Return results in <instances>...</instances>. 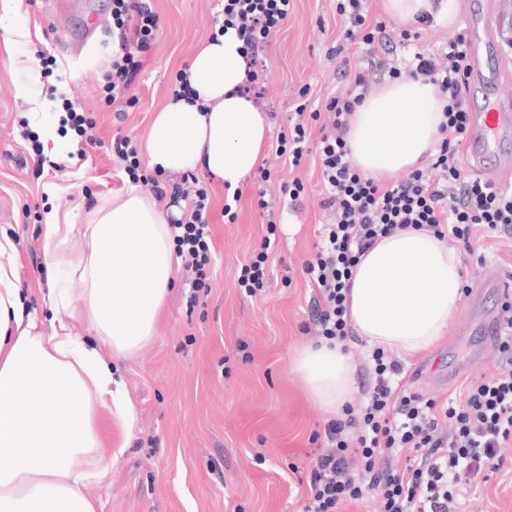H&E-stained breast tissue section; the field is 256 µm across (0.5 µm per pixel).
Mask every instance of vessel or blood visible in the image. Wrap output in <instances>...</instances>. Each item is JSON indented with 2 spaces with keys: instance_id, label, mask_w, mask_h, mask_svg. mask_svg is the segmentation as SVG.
Here are the masks:
<instances>
[{
  "instance_id": "1",
  "label": "vessel or blood",
  "mask_w": 512,
  "mask_h": 512,
  "mask_svg": "<svg viewBox=\"0 0 512 512\" xmlns=\"http://www.w3.org/2000/svg\"><path fill=\"white\" fill-rule=\"evenodd\" d=\"M469 35V85L466 93L468 109L473 117V134L469 142L474 161L488 162L499 140L512 132V102L496 96L502 76L503 62L494 39L496 18L483 0H473L466 15ZM98 26L95 12L82 13L73 21L70 37L87 41ZM476 333L482 348L496 345L499 326L495 314H484L477 322Z\"/></svg>"
}]
</instances>
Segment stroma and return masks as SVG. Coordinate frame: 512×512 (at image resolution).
Here are the masks:
<instances>
[{
    "mask_svg": "<svg viewBox=\"0 0 512 512\" xmlns=\"http://www.w3.org/2000/svg\"><path fill=\"white\" fill-rule=\"evenodd\" d=\"M56 2L0 0V18L18 31L11 40L0 37V227L19 242L20 278L30 284L29 301L45 321L51 318L42 292L45 211L58 209L70 223L83 224L89 210L124 192L128 178L110 155L112 138L128 137L144 150L177 75L199 44L216 33L223 7L221 0H155L161 29L142 55L134 88L138 102L120 118L102 90L115 39L101 47L91 40L66 46L63 38L78 0H66L62 9ZM342 31L336 0H296L267 47L259 109L270 130L262 159L278 173L268 182L251 179L242 186L235 223L224 221L223 183L199 172L213 194V262L198 289L193 273L178 269L158 335L112 361L136 422L128 434L119 425H102L101 451L111 456L112 468L85 489L97 512H299L298 475L311 467V439L331 418L305 395L293 370L297 350L310 341L300 331L310 319L302 267L316 252L319 225L330 217L320 206L314 160L292 169L278 163L275 147L302 100V88L319 104L347 88L348 76L328 55ZM40 55L54 60L52 73L32 75L31 60ZM67 99L97 122V144L84 159L76 152V136L62 128L54 149L39 154L33 148L37 125L52 122ZM294 178L305 185L298 211L282 193L284 182ZM261 195L272 213L257 208ZM271 217L277 232L269 281L262 295L251 297L238 288L237 271L258 247ZM474 249L463 257L471 293L446 337L406 360L412 386L428 398L458 396L462 384L497 365L490 353L453 377L441 369L474 342L462 324L474 318L472 296L482 291L486 274L512 271V239L487 238ZM483 251L491 258L480 267L476 255ZM473 512H512V471L494 473L482 484Z\"/></svg>",
    "mask_w": 512,
    "mask_h": 512,
    "instance_id": "stroma-1",
    "label": "stroma"
}]
</instances>
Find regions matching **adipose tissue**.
Segmentation results:
<instances>
[{
  "label": "adipose tissue",
  "mask_w": 512,
  "mask_h": 512,
  "mask_svg": "<svg viewBox=\"0 0 512 512\" xmlns=\"http://www.w3.org/2000/svg\"><path fill=\"white\" fill-rule=\"evenodd\" d=\"M399 23L422 13L451 19L449 0H379ZM248 64L235 30L203 42L185 76L192 97L173 98L158 112L147 142V165L175 174L207 171L235 190L261 162L267 134L263 112L241 93ZM444 102L437 88L405 77L388 83L352 113L347 142L356 166L387 181L420 167L435 146ZM85 248L64 250L73 234ZM19 251L0 230V512H95L83 493L112 466L98 454L100 411L129 427L134 407L112 373V359L133 352L156 332L174 277L167 218L135 184L102 202L86 224L48 211L43 269L52 313L40 329L19 275ZM69 269L82 288H58ZM463 263L456 248L425 229L381 238L361 257L350 291L353 328L371 346L417 355L445 335L463 298ZM93 326L97 343L79 336ZM309 396L337 412L351 395L356 366L341 345L302 348L295 363Z\"/></svg>",
  "instance_id": "obj_1"
}]
</instances>
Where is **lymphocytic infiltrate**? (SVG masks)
<instances>
[{
	"label": "lymphocytic infiltrate",
	"mask_w": 512,
	"mask_h": 512,
	"mask_svg": "<svg viewBox=\"0 0 512 512\" xmlns=\"http://www.w3.org/2000/svg\"><path fill=\"white\" fill-rule=\"evenodd\" d=\"M112 26L119 32V53L112 61L104 91L109 103L131 108L130 89L142 67L141 53L156 39L160 16L153 0H111ZM293 8V0H224L222 26L234 29L243 43L251 72L243 94L260 99L259 73L266 68L265 49ZM336 12L345 24L344 37L363 46L368 66L356 69L345 94L329 97L324 111H306L288 136L280 137L277 156L300 165L316 154L322 179L321 202L332 223L320 228L321 244L303 272L311 288V321L305 335L344 342L352 334L349 294L353 271L375 243L396 230L428 228L465 251L477 237H512V188L470 173L461 146L471 129L464 103L469 71L465 32H458L441 52H415L403 65L391 63L388 24L372 18L366 0H337ZM384 71L391 78H421L435 85L448 100L440 136L427 167L382 185L361 173L350 161L345 135L352 112L366 99L370 78ZM333 116L317 149L309 147L308 124L322 113ZM113 157L125 166L133 182H146L157 198L186 201L189 216L174 225L177 254L185 268L203 274L210 262V195L206 188L188 190L182 184L142 179L140 161L131 140L114 138ZM501 334L494 372L468 384L460 397L439 403L408 387L406 365L382 348L370 353L372 383L360 413L344 408L340 418L324 428L326 445L307 473L308 496L302 512H343L349 503L380 499L382 512H462L467 488L488 481L512 447V295L499 310Z\"/></svg>",
	"instance_id": "1"
}]
</instances>
